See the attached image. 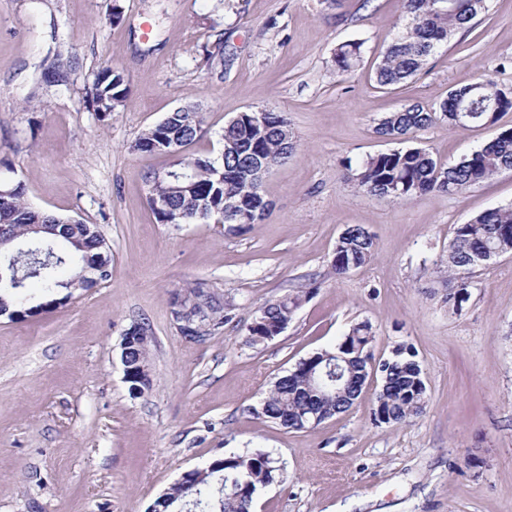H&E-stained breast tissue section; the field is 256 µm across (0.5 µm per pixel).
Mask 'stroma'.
<instances>
[{"mask_svg":"<svg viewBox=\"0 0 512 512\" xmlns=\"http://www.w3.org/2000/svg\"><path fill=\"white\" fill-rule=\"evenodd\" d=\"M120 3L123 17L108 14ZM403 21L400 0H0V184L24 181L37 210L99 225L112 275L63 304L0 318V512H147L186 471L261 450L280 468L255 512H512V252L473 269L469 299L448 305L457 225L512 206V170L467 191L390 202L345 180L347 165L402 148L379 120L409 104L438 110L450 89L487 76L512 87V0H489L412 81L379 88L374 68ZM358 42L355 71L339 45ZM130 96L103 118L87 94L105 66ZM193 105L217 156L225 124L248 110L287 113L295 153L261 192L260 222L163 224L148 171L164 154L133 151L141 132ZM512 128L439 120L413 146L454 163ZM375 257L332 269L348 227ZM223 295V327L191 343L175 293ZM303 291L287 329L263 345L248 327L265 302ZM144 322L152 385L132 395L121 342ZM369 324L374 356L412 346L426 373L425 413L375 423V386L346 412L303 430L252 409L277 377ZM361 43L341 45L336 52V67L341 73L352 72L361 57Z\"/></svg>","mask_w":512,"mask_h":512,"instance_id":"35a3bbf8","label":"stroma"}]
</instances>
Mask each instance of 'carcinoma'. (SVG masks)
Wrapping results in <instances>:
<instances>
[{"instance_id":"carcinoma-1","label":"carcinoma","mask_w":512,"mask_h":512,"mask_svg":"<svg viewBox=\"0 0 512 512\" xmlns=\"http://www.w3.org/2000/svg\"><path fill=\"white\" fill-rule=\"evenodd\" d=\"M402 31L386 42L375 68V81L380 87H396L414 79L430 56L484 10L486 0H402ZM362 44L341 45L336 52V67L349 73L361 57ZM129 87L123 71L110 65L96 75L90 92L92 106L102 117L127 104ZM512 109V88L491 79L480 78L459 88V95H448L431 112L412 104L391 112L379 120L377 134L410 140L441 118L448 124L465 127L472 123L494 124L498 115ZM469 117L461 118V113ZM205 134L201 113L188 108L170 113L159 123L144 130L132 145L142 153H163L167 140L174 138L187 147ZM222 139L236 146L224 154V160L209 157H176L173 166L187 171L191 187L174 191L165 181L149 172V204L161 206L158 221L190 224L209 219L216 211L230 218L239 213L249 215L246 223L260 221L267 202L260 193L253 159L260 156L276 166L295 151L293 132L283 112L266 111L265 123L255 125L250 112L224 126ZM512 169V129L501 131L494 139L454 164L443 163L419 147L398 149L367 157L356 168H348V179L361 191L391 201H403L418 194L437 191L459 194L491 179L503 170ZM10 194L0 200V246L8 249L27 236L30 224L46 227L49 243L12 253L16 274L24 279V288L36 285L41 298L50 305L62 302L66 290H88L112 275V252L105 235L94 224L81 219L62 217L34 210L26 199L21 182L9 188ZM512 251V206L489 209L456 227L448 242V277L458 280L471 270L475 255L492 251ZM372 235L363 227L345 230L332 262L336 274L367 265L374 258ZM71 269L69 279H60L62 268ZM300 304L299 296H286L268 301L258 309L249 327L250 341L264 343L279 335ZM0 305L12 311L28 307L27 293L13 288H0ZM194 328V336H210L224 326V303L215 301L206 308L194 307L186 314ZM373 341L366 323L355 325L338 344L318 352L332 356L342 352L349 357L340 380L323 375L324 361L310 358L278 377L267 396L252 412L279 427L302 430L308 428L303 417L314 413L322 423L347 411L358 398L356 382L368 368L365 353ZM138 346L130 357L136 380L128 388L142 394L151 387L150 358H139ZM379 378L384 390L374 402V420L380 424L400 425L422 415L427 406L425 371L411 347L399 345L383 359ZM277 466L264 452L230 453L212 461L203 470L182 477L169 491L159 495L150 512H251L260 488L275 479Z\"/></svg>"}]
</instances>
